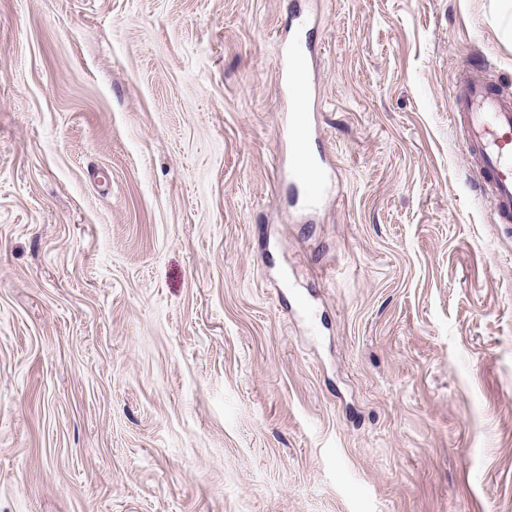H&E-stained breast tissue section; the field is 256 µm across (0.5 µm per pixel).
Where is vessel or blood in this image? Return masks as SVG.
<instances>
[{
	"mask_svg": "<svg viewBox=\"0 0 512 512\" xmlns=\"http://www.w3.org/2000/svg\"><path fill=\"white\" fill-rule=\"evenodd\" d=\"M284 54L288 64L283 67L281 77L289 98L295 101L306 83V64L299 41L289 40ZM457 100L468 129L469 158L488 184L495 208L512 207V100L494 95L483 83L473 80L462 85ZM291 135L295 143L291 176L301 185L306 200L315 201L321 194L322 182L317 172L306 164L305 119L296 120Z\"/></svg>",
	"mask_w": 512,
	"mask_h": 512,
	"instance_id": "1",
	"label": "vessel or blood"
}]
</instances>
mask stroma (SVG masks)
<instances>
[{"instance_id":"35a3bbf8","label":"stroma","mask_w":512,"mask_h":512,"mask_svg":"<svg viewBox=\"0 0 512 512\" xmlns=\"http://www.w3.org/2000/svg\"><path fill=\"white\" fill-rule=\"evenodd\" d=\"M469 78L505 0H0V512H512ZM290 66L285 65L281 71V77L288 88V97L297 100V111L304 112L302 101L299 99L300 90L306 83V64L305 58L301 52V46L298 39H289L288 48L284 50ZM301 103V104H300ZM291 131L295 143V164L291 173L292 178L298 182L308 202H314L321 194L322 182L320 176L311 166H306L310 159L305 151V138L307 136V124L302 115H298Z\"/></svg>"}]
</instances>
